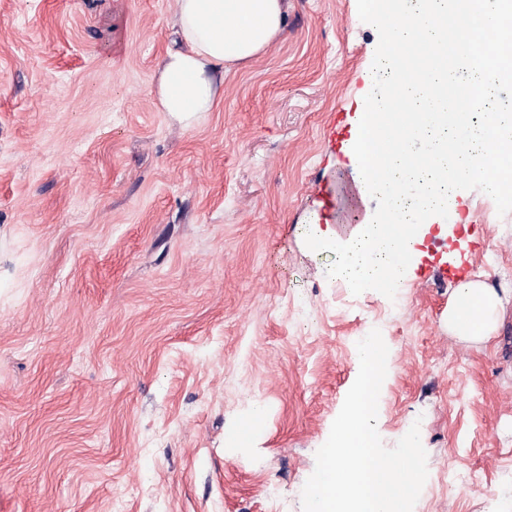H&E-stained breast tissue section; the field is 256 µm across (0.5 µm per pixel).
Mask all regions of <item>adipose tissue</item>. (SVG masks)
I'll use <instances>...</instances> for the list:
<instances>
[{
	"instance_id": "ef3b65f1",
	"label": "adipose tissue",
	"mask_w": 512,
	"mask_h": 512,
	"mask_svg": "<svg viewBox=\"0 0 512 512\" xmlns=\"http://www.w3.org/2000/svg\"><path fill=\"white\" fill-rule=\"evenodd\" d=\"M179 43L162 57L155 90L162 111L191 124L213 111L224 93V67L265 52L280 36L284 0H176ZM500 300L485 283L464 281L448 309V326L488 336Z\"/></svg>"
}]
</instances>
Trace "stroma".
I'll return each mask as SVG.
<instances>
[{
  "label": "stroma",
  "instance_id": "stroma-1",
  "mask_svg": "<svg viewBox=\"0 0 512 512\" xmlns=\"http://www.w3.org/2000/svg\"><path fill=\"white\" fill-rule=\"evenodd\" d=\"M287 2L186 127L153 85L175 0H0V512H302L375 328L377 431L427 452L413 512H512V212L459 191L467 229L395 299L328 277L306 232L377 207L349 143L379 36L357 0ZM462 280L502 301L490 338L448 329Z\"/></svg>",
  "mask_w": 512,
  "mask_h": 512
}]
</instances>
